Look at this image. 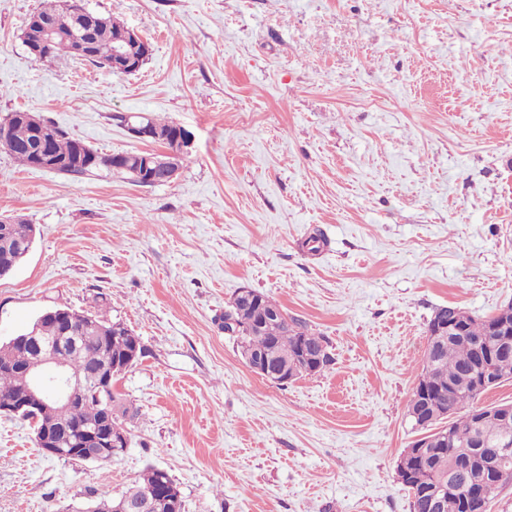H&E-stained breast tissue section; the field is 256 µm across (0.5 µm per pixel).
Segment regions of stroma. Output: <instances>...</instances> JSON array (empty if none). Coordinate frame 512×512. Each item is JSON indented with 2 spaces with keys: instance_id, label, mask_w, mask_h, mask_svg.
<instances>
[{
  "instance_id": "35a3bbf8",
  "label": "stroma",
  "mask_w": 512,
  "mask_h": 512,
  "mask_svg": "<svg viewBox=\"0 0 512 512\" xmlns=\"http://www.w3.org/2000/svg\"><path fill=\"white\" fill-rule=\"evenodd\" d=\"M85 3L149 59L33 60L41 0H0V119L34 113L103 155L164 153L124 114L192 140L156 186L0 151V215L36 230L0 277V343L101 293L146 349L116 382L134 416L111 461L47 456L0 414V512H76L150 467L183 512H410L395 467L428 321L512 302V0ZM242 287L325 336L332 365L253 373L221 322Z\"/></svg>"
}]
</instances>
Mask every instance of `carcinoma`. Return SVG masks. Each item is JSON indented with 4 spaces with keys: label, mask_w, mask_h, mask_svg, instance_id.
I'll return each instance as SVG.
<instances>
[{
    "label": "carcinoma",
    "mask_w": 512,
    "mask_h": 512,
    "mask_svg": "<svg viewBox=\"0 0 512 512\" xmlns=\"http://www.w3.org/2000/svg\"><path fill=\"white\" fill-rule=\"evenodd\" d=\"M65 2L43 0V7L33 13L26 23L23 32L25 46L38 43L39 34L65 14ZM73 29L74 32L56 37L43 46L41 54L46 57L71 56L97 67L112 69V55L118 37L126 30V26L109 16L87 9L75 17ZM21 115L20 111L13 112L3 122L8 124V135L15 143L11 156L20 164L31 167L34 164L32 154L35 146L31 131L33 123L20 119ZM133 122L160 132L156 142L165 145L171 154H157L155 158L160 166L178 170L177 155L173 154L177 125L143 113L133 117ZM45 126L52 155L66 162V165L57 169V174L81 177L106 168L129 176L137 184H143V180L135 175L140 154L119 152L102 155L84 142L69 136L65 130L49 122ZM4 228L8 230L9 239L0 237V269H14L22 260L18 244L31 238L33 227L19 218L6 226L0 224V230ZM259 306L282 309L272 297L259 292L251 302L239 297L233 298L224 311V322L239 325L236 340L241 351L269 348L276 360L285 365L294 363L303 347L315 349L319 342L325 340V337L311 333L305 322L288 315L267 324L259 333L251 330L249 322ZM94 320L103 330H69L53 318H44L40 321V332L44 338L63 347L76 371L111 367L139 342V337L120 321H113L104 314L94 316ZM491 325L490 316H475L462 310L456 329L444 334L434 347H425L419 376L429 378L431 400L456 415L457 420L447 429V438L438 443L424 460L415 462V474L421 476V479L407 480L400 471H395L397 480L408 491L410 512H430L428 497L422 495L421 486L447 478L448 466L455 463L465 465L466 480L447 486L444 512H487L489 504L500 491L512 485V459L503 466L506 473L490 471L482 462L477 448L482 441L491 446L499 441L512 442V409L499 410V416L495 418L479 419L484 411V407L478 405L479 393L464 383V370L467 368L479 376L486 373L493 376L497 385L512 379V356L498 355L486 361L474 349L471 337L487 335ZM332 362L330 352L325 350L313 366L304 371H295L294 379L321 373ZM27 393V382L18 370L0 368L1 401L23 400ZM102 400L103 397L96 394V378L92 376L79 393L77 403L55 406L39 414V427L54 430L63 423L93 425L101 418ZM161 478L162 470L150 468L120 497L137 501L157 487Z\"/></svg>",
    "instance_id": "carcinoma-1"
}]
</instances>
